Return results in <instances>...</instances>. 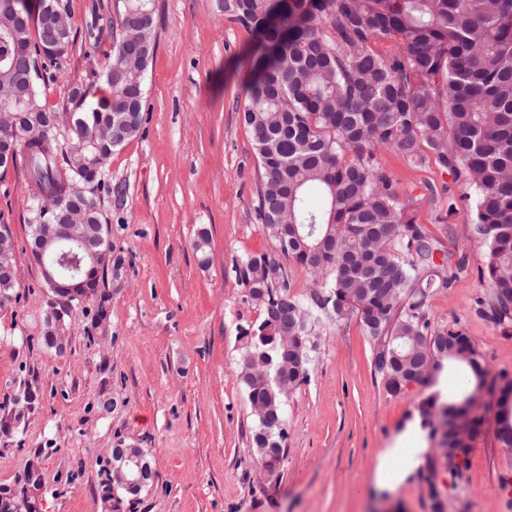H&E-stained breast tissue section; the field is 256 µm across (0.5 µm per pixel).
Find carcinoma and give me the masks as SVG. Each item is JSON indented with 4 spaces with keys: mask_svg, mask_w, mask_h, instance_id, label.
<instances>
[{
    "mask_svg": "<svg viewBox=\"0 0 512 512\" xmlns=\"http://www.w3.org/2000/svg\"><path fill=\"white\" fill-rule=\"evenodd\" d=\"M224 13L258 35L250 99L243 112L256 151L260 185L257 211L262 230L278 253L314 275L310 295L290 294L288 269L266 254L233 262L246 299L261 308L260 321L240 329L245 345L239 375L251 407L273 408L286 421L287 395L307 382L322 318L353 317L373 341L374 370L397 395L415 383L432 388L451 360L468 368L459 391H438L417 406L421 427L441 435L439 452L448 471L468 466L484 419L467 396L485 384L480 351L465 330L432 325L430 293L448 288L450 257L434 262L436 244L416 223L413 204L399 198L393 180L376 161L388 149L410 163L430 159L449 170L476 196L448 198L446 216L459 202L474 212L471 231L487 246L480 280L489 296L479 311L505 336L512 335V0H222ZM107 73L109 99L82 85L68 107L56 112L42 102L46 75L67 58L38 68L44 43L41 20L54 11L70 17L68 0H0V107L30 115L18 127L17 159L30 188V240L39 225L88 201L80 231L92 245L112 248L93 187V170L134 138L143 120L145 74L156 46L154 0H113ZM102 3L91 9L84 40L102 42ZM133 16L140 53L121 52ZM379 37L395 38L401 51L384 59L372 49ZM70 146L59 151L58 128ZM125 265L86 258L75 273L81 294L98 298L97 317L108 315L112 293L105 277ZM16 262L12 239L0 240V302L13 299ZM37 394L26 386L11 405L18 413L0 421L8 436ZM495 436L512 448V381L500 388ZM464 419V431L452 428ZM252 449L276 470L285 455L286 431L254 417ZM432 512H444L435 485L433 455L425 458ZM44 486L41 467L30 461L13 486L0 485V512H35L27 489Z\"/></svg>",
    "mask_w": 512,
    "mask_h": 512,
    "instance_id": "1",
    "label": "carcinoma"
}]
</instances>
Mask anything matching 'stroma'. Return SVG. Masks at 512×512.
<instances>
[{"mask_svg":"<svg viewBox=\"0 0 512 512\" xmlns=\"http://www.w3.org/2000/svg\"><path fill=\"white\" fill-rule=\"evenodd\" d=\"M155 5L143 123L100 176L110 239L125 258L121 286L103 327L91 321L93 301L74 308L65 356L42 342L47 288L29 249L27 174L19 166L0 178V224L12 232L18 270L15 298L0 311V403L24 381L39 396L18 429L0 436V484L50 446L46 512H106L99 459L121 442L149 451L153 478L119 512H431L418 468L387 454L406 442L434 448L427 430L407 428L426 390H385L357 320L328 323L317 338L310 379L287 398L280 467L266 471L251 448L238 328L260 309L245 301L232 265L276 253L257 221L258 161L242 120L256 37L219 0ZM104 66L76 39L67 67L47 81L46 106L63 111L71 88ZM377 157L440 252L467 254V275L431 295L428 313L434 325L465 327L488 385L500 388L512 380V336L477 311L486 247L468 207L439 218L466 186L432 163L417 167L389 150ZM202 229L211 239L206 264L193 248ZM485 416L467 469L437 477L446 512H512V448L495 437L494 410ZM383 462L400 480L379 489Z\"/></svg>","mask_w":512,"mask_h":512,"instance_id":"stroma-1","label":"stroma"}]
</instances>
